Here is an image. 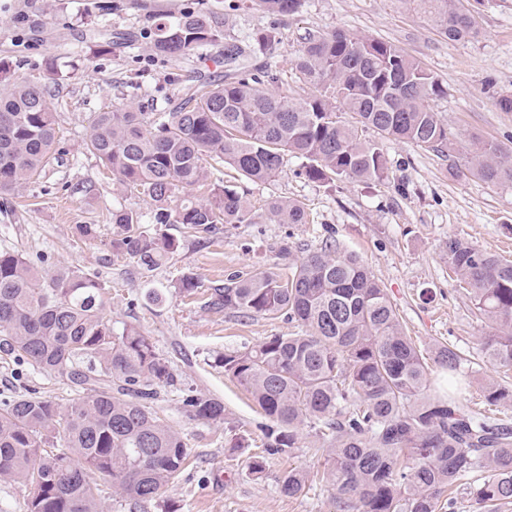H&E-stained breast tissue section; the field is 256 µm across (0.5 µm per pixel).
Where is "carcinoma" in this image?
<instances>
[{
	"instance_id": "cac0c4a2",
	"label": "carcinoma",
	"mask_w": 512,
	"mask_h": 512,
	"mask_svg": "<svg viewBox=\"0 0 512 512\" xmlns=\"http://www.w3.org/2000/svg\"><path fill=\"white\" fill-rule=\"evenodd\" d=\"M426 14L450 42L479 34L463 0H406ZM261 11L287 16L301 0H251ZM278 41L265 29L242 40L227 35V19L192 7L159 18L154 48L183 56L224 43V81L198 88L171 112L141 107L95 115L87 147L121 186L157 206L154 227L141 215L112 212L118 231L112 254L153 271L177 241L166 232L183 224L209 234L220 224L251 220L236 190L213 184L206 201L187 192L208 177L204 161L220 160L257 185L275 180L284 158L305 160L311 181L377 180L387 176L371 129L420 148L450 143L448 127L428 100L443 94L439 79L397 46L341 32L309 33L291 60L312 93L291 98L276 90L280 72L253 65L256 51ZM354 115L355 122L342 119ZM56 107L50 92L15 84L0 92V194L40 174L55 152ZM465 172L492 185H512V154L494 142L465 148ZM182 194L181 204L168 205ZM266 210L280 224L306 223L304 206L271 197ZM448 269L493 329L481 349L493 368L512 370V261L451 238ZM191 275L175 293L196 295ZM203 306L244 317L285 315L298 331L273 335L245 350L224 353L220 364L253 397L266 423L264 454L248 463L259 478L265 455L301 447L302 434L325 453L320 480L336 512H438L471 472L487 476L474 491L481 512L512 504V424L473 409L470 383L455 379L444 394H430L431 364L453 375L460 356L449 343L430 352L407 336L385 288L360 257L324 245L291 262L288 275L256 269L233 274L204 290ZM105 286L78 268L51 274L23 255L0 251V351L21 366L52 374L68 389L61 404L35 391L0 398V483L28 489L25 512H103V490L136 503L159 498L187 468L191 450L155 414L158 391L177 388L168 362L132 325L105 317ZM478 392L491 405L512 400V388L490 376ZM192 419L224 421V404L199 394L182 396ZM303 468L288 470L280 492L311 489Z\"/></svg>"
}]
</instances>
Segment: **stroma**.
<instances>
[{
  "label": "stroma",
  "mask_w": 512,
  "mask_h": 512,
  "mask_svg": "<svg viewBox=\"0 0 512 512\" xmlns=\"http://www.w3.org/2000/svg\"><path fill=\"white\" fill-rule=\"evenodd\" d=\"M193 1L226 14L230 37L276 29L279 41L264 54L272 63L292 58L309 31L392 43L441 81L445 93L431 105L453 141L477 136L512 152V112L495 104L498 96H512V0H480V36L458 42L442 37L406 0H302L299 11L285 17L250 9V0H0V63L10 82L52 94L58 153L39 177L0 196V249L22 253L46 272L75 266L98 277L107 288L106 316L149 336L181 386L224 404L223 423L193 420L176 394L161 391L153 409L191 449L193 465L155 501L134 507L107 494L105 512H333L324 488L295 497L279 490L289 469L323 470L322 453L298 448L270 456L262 477L250 475L249 456L264 448L265 418L219 362L225 351L288 334L295 323L211 311L199 299L175 294V284L189 274L207 285L258 268L284 275L289 261L332 238L384 284L408 336L425 350L454 344L462 357L458 376L476 382L491 373L477 357L489 328L449 279L443 247L448 239L461 238L512 259V185L454 176L453 168L465 162L459 151L437 152L394 139L380 141L388 173L379 182H313L302 176L301 159L292 156L266 185L246 182L225 166L220 178L244 188L251 221L222 224L200 238L183 225L168 226L178 248L149 273L113 256V210L131 209L149 219L154 207L113 181L87 150L90 126L95 113L113 107L170 111L197 84L223 75V45L178 58L153 48L155 17L179 13ZM272 196L301 202L307 223L270 220L264 204ZM79 224L96 225V238L80 239ZM286 244L293 247L288 257L280 252ZM151 288L164 294L163 303L146 300ZM27 389L59 400L66 396L65 385L53 375L32 369L20 375L0 358V393ZM233 431L248 436V448L231 449Z\"/></svg>",
  "instance_id": "stroma-1"
}]
</instances>
